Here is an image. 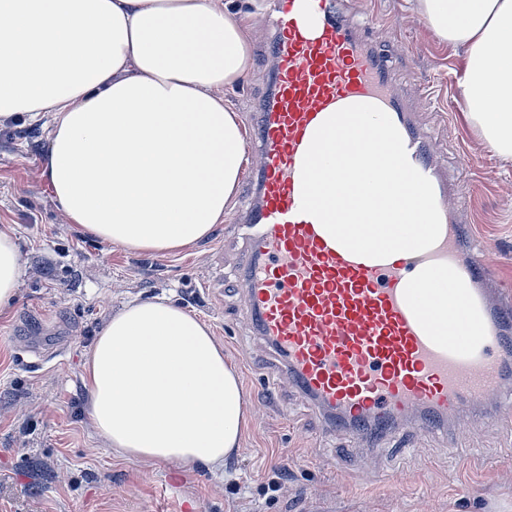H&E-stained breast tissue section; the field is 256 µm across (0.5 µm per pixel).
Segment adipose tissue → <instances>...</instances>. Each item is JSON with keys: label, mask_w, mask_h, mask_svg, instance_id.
I'll return each mask as SVG.
<instances>
[{"label": "adipose tissue", "mask_w": 512, "mask_h": 512, "mask_svg": "<svg viewBox=\"0 0 512 512\" xmlns=\"http://www.w3.org/2000/svg\"><path fill=\"white\" fill-rule=\"evenodd\" d=\"M466 49L461 97L512 160V0H415ZM250 28L231 0H0V123L49 117L40 176L66 223L103 244L169 254L231 211L246 130L227 96ZM22 276L0 226V313ZM86 416L124 458L219 471L248 429L247 399L212 328L164 299L112 313L85 362Z\"/></svg>", "instance_id": "obj_1"}]
</instances>
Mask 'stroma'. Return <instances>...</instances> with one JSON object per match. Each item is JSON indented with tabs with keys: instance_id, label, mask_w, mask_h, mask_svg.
<instances>
[{
	"instance_id": "obj_1",
	"label": "stroma",
	"mask_w": 512,
	"mask_h": 512,
	"mask_svg": "<svg viewBox=\"0 0 512 512\" xmlns=\"http://www.w3.org/2000/svg\"><path fill=\"white\" fill-rule=\"evenodd\" d=\"M259 2L251 69L231 98L249 128L276 68L268 0ZM340 11L368 19L369 42L470 194L468 232L512 286V162L485 146L455 96L463 48L437 39L411 0H340ZM48 132L25 118L0 124V225L16 231L24 266L19 299L0 317V512H512V414L465 408L432 434L406 423L363 436L323 427L314 400L266 379L271 350L236 279L241 208L176 255L101 244L63 223L38 176ZM156 297L206 321L239 370L251 422L223 475L118 457L86 421L83 365L98 330L124 303ZM381 474L399 487L380 486Z\"/></svg>"
}]
</instances>
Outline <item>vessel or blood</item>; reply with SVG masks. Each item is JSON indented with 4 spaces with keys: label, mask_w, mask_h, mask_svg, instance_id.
<instances>
[{
    "label": "vessel or blood",
    "mask_w": 512,
    "mask_h": 512,
    "mask_svg": "<svg viewBox=\"0 0 512 512\" xmlns=\"http://www.w3.org/2000/svg\"><path fill=\"white\" fill-rule=\"evenodd\" d=\"M271 18L278 92L257 115L259 200L237 227L248 245L239 280L253 326L275 353L270 374L347 416L353 432L409 418L436 430L463 404L499 393L512 360L501 346L512 308L490 289L485 252L465 233L466 191L449 183L408 103L334 0H278ZM363 103L390 116L441 215L438 241L400 260L353 254L300 211L316 129ZM452 273L463 285L456 303L469 319L466 336L456 315L425 302Z\"/></svg>",
    "instance_id": "vessel-or-blood-1"
}]
</instances>
